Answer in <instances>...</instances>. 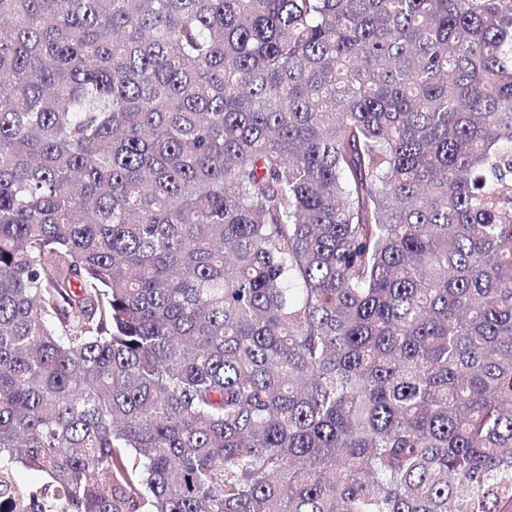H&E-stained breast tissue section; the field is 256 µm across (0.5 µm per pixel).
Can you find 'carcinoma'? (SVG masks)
<instances>
[{
    "mask_svg": "<svg viewBox=\"0 0 512 512\" xmlns=\"http://www.w3.org/2000/svg\"><path fill=\"white\" fill-rule=\"evenodd\" d=\"M27 512L512 503V0H0V473Z\"/></svg>",
    "mask_w": 512,
    "mask_h": 512,
    "instance_id": "cac0c4a2",
    "label": "carcinoma"
}]
</instances>
